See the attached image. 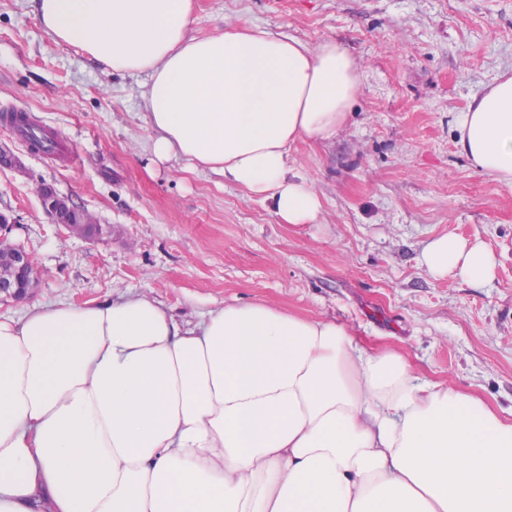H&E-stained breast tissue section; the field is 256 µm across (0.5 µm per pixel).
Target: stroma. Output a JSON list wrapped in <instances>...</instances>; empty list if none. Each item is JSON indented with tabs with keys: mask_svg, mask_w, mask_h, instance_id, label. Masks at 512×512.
<instances>
[{
	"mask_svg": "<svg viewBox=\"0 0 512 512\" xmlns=\"http://www.w3.org/2000/svg\"><path fill=\"white\" fill-rule=\"evenodd\" d=\"M193 32L225 21L314 46L336 40L364 72L336 140L297 141L288 165L322 202L315 224L281 223L270 202L184 159L153 163L144 121L148 77L103 71L56 44L32 0H0V109L66 134L73 165L0 126L21 169L0 167V211L19 225L37 286L0 304L24 318L46 304L91 306L128 293L197 323L226 302L263 300L391 348L414 375L512 413V187L455 146V120L512 71V0H193ZM102 227L87 239L43 209L41 184ZM453 235L497 260L474 285L436 278L425 246Z\"/></svg>",
	"mask_w": 512,
	"mask_h": 512,
	"instance_id": "1",
	"label": "stroma"
}]
</instances>
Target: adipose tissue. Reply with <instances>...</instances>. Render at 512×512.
Here are the masks:
<instances>
[{
  "label": "adipose tissue",
  "instance_id": "adipose-tissue-1",
  "mask_svg": "<svg viewBox=\"0 0 512 512\" xmlns=\"http://www.w3.org/2000/svg\"><path fill=\"white\" fill-rule=\"evenodd\" d=\"M56 44L104 71L147 74L149 150L183 158L317 223L288 168L301 139L348 122L363 69L257 26L192 35V0H34ZM456 146L512 185V76L456 123ZM422 263L474 284L493 254L455 236ZM0 512H512V421L423 382L397 352L265 301L195 325L126 295L0 319Z\"/></svg>",
  "mask_w": 512,
  "mask_h": 512
}]
</instances>
